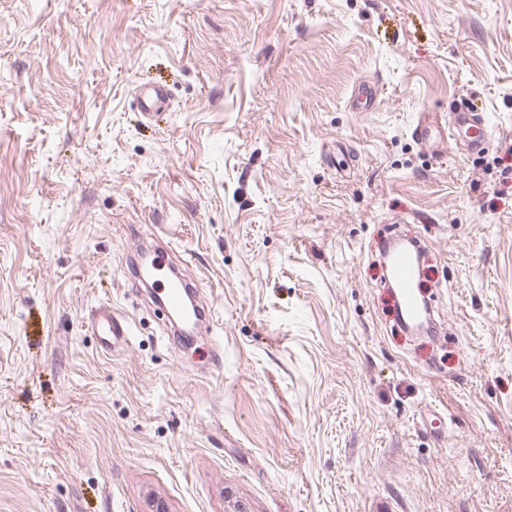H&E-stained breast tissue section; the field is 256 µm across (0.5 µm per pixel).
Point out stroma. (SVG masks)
<instances>
[{"mask_svg":"<svg viewBox=\"0 0 512 512\" xmlns=\"http://www.w3.org/2000/svg\"><path fill=\"white\" fill-rule=\"evenodd\" d=\"M461 98L483 149L431 153ZM401 235L427 336L377 286ZM158 238L215 312L189 349L126 275ZM150 496L512 512V0H0V512ZM448 122L439 121L437 115L432 112H421L413 127L415 137L427 148L433 152L442 153L444 145L448 143V132L459 130L467 126V130L474 128L477 134L469 136L466 140L467 146L471 151H479L483 148L486 138V129L484 123L476 120L477 109L472 103L458 102L454 109L450 111ZM88 326L98 338L102 351L112 352L115 342L121 341L125 331L119 322L112 316V308H99L88 320Z\"/></svg>","mask_w":512,"mask_h":512,"instance_id":"obj_1","label":"stroma"}]
</instances>
